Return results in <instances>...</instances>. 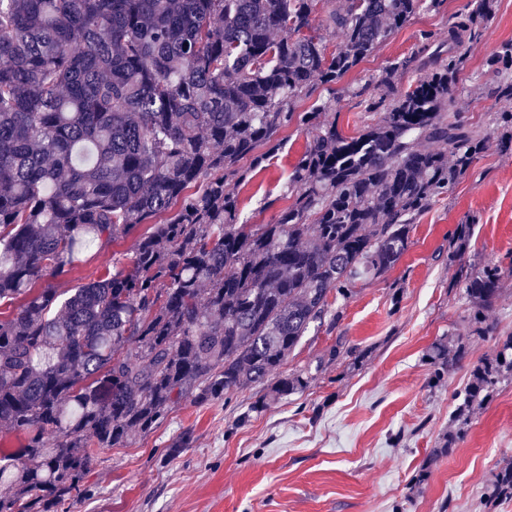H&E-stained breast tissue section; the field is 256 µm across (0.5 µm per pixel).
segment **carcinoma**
Wrapping results in <instances>:
<instances>
[{
  "label": "carcinoma",
  "instance_id": "obj_1",
  "mask_svg": "<svg viewBox=\"0 0 512 512\" xmlns=\"http://www.w3.org/2000/svg\"><path fill=\"white\" fill-rule=\"evenodd\" d=\"M442 0H0V428L24 437L0 453V512H59L88 494L101 448H125L183 401L205 405L248 383L272 401L306 388L270 379L331 291L393 268L414 219L471 168L485 134L454 111L458 76L496 0H469L448 38L422 36L374 77L382 96L341 85L419 10ZM342 42L328 51V37ZM488 66L507 101L492 118L512 152V40ZM418 75L406 89L403 73ZM311 111L297 103L318 88ZM361 99L355 136L322 116ZM311 139L273 224L240 221L239 162L258 168L295 120ZM129 268L63 293L90 244L137 233ZM470 225L449 250L462 256ZM465 332L427 358L440 382L492 332L507 277L464 265ZM512 381V336L469 369L453 426ZM484 496L512 500V464Z\"/></svg>",
  "mask_w": 512,
  "mask_h": 512
}]
</instances>
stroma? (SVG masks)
Wrapping results in <instances>:
<instances>
[{
    "label": "stroma",
    "instance_id": "1",
    "mask_svg": "<svg viewBox=\"0 0 512 512\" xmlns=\"http://www.w3.org/2000/svg\"><path fill=\"white\" fill-rule=\"evenodd\" d=\"M468 0H443L415 15L345 80L380 96L375 74L409 54L421 36H445L452 16ZM512 39V0H498L482 26L457 84V110L486 134L469 172L425 213L410 234L400 262L380 278L358 284L337 299L339 319L312 323L280 367L286 375L310 370L307 387L251 411L266 389L252 385L231 398L173 409L150 434L126 448L101 450L88 476L89 495L65 512H512V502L486 507L483 487L496 465L512 461V381L497 385L473 414L463 442L432 458L450 424L466 381L458 368L431 386L428 348L462 331L469 317L464 263L512 270V153L502 152L491 117L500 103L497 73L488 59ZM282 149L235 187L242 219L273 223L287 207L288 175L310 138L296 121L280 133ZM278 208H264L268 199ZM471 227L460 261L448 258L457 225ZM135 241L116 249H91L66 291L96 279L113 254L134 257ZM489 336L471 339L470 362L494 354L512 335V279L487 315ZM350 354L329 360L336 344ZM189 447L171 451L183 434ZM425 481H418V474Z\"/></svg>",
    "mask_w": 512,
    "mask_h": 512
}]
</instances>
